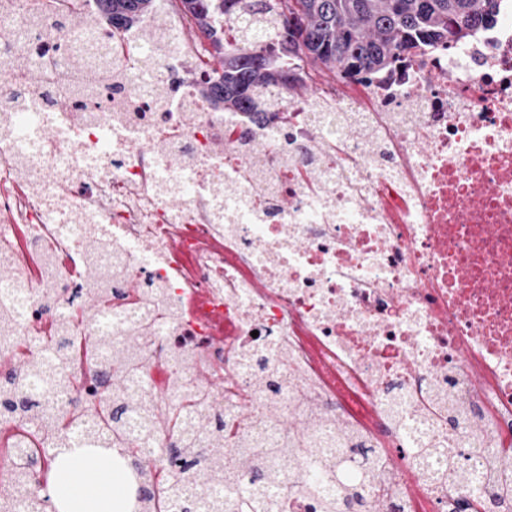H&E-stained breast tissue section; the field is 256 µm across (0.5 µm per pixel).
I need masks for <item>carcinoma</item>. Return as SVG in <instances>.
Segmentation results:
<instances>
[{"label": "carcinoma", "mask_w": 512, "mask_h": 512, "mask_svg": "<svg viewBox=\"0 0 512 512\" xmlns=\"http://www.w3.org/2000/svg\"><path fill=\"white\" fill-rule=\"evenodd\" d=\"M100 10L114 28L133 27L155 13V0H97ZM191 25L211 40L209 85L202 93L228 109L241 112L271 111L268 92L272 88L294 91L304 86L307 66L331 75L339 82L373 81L393 75L411 53L430 48H447L449 43L467 42L495 21L497 0H178ZM243 12L259 14L279 29L280 40L255 46L248 39L237 46L224 44L219 35L221 22L234 20ZM116 68L89 70L75 59L71 80L82 84L89 79L102 88L120 91L113 82ZM85 278L83 317L91 323L107 302L114 273L89 265ZM151 322L133 328L123 343L112 337L92 334L83 338V348L96 354L112 380L102 384L98 402L75 405L63 422L53 414V398L75 391L76 380L61 373L67 355L55 349L54 337L38 340L28 358L17 365V380L0 387V409H20L33 435L55 448H81L92 441L99 448H120L136 459L147 486L145 507L152 506L154 478L160 475L154 459L155 438L162 432L178 435L180 447L176 470L160 480L171 509L181 512H224V503L238 483L240 474L258 461L268 463L264 484L249 493L248 512H266L268 486L288 482V490L320 499L323 512H336V502L351 504L360 499L355 482L336 480L329 491L326 484L343 468L337 456L317 457L313 469L285 480L283 466L294 470L296 455L307 443L305 431H298L291 448L224 447V421L215 415L206 423L192 425L171 411L162 410L133 382L150 360L142 339L153 332ZM207 440L204 460L197 456V439ZM416 465L429 466L437 458L435 471L448 487L467 480L462 465L450 454L444 459L434 448L414 450ZM485 465L499 474L495 495H512V458L488 460ZM42 492L32 489L30 466L20 456L14 461L10 480L0 484V512H43Z\"/></svg>", "instance_id": "cac0c4a2"}]
</instances>
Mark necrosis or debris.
<instances>
[{
	"label": "necrosis or debris",
	"mask_w": 512,
	"mask_h": 512,
	"mask_svg": "<svg viewBox=\"0 0 512 512\" xmlns=\"http://www.w3.org/2000/svg\"><path fill=\"white\" fill-rule=\"evenodd\" d=\"M496 25L452 50L413 55L393 77L317 97L273 93V115L202 93L203 42L145 67L135 28L96 0H0V300L17 307L0 348L29 352L66 313L90 330L73 290L89 260L112 269L98 332L120 339L139 303L157 321L142 389L191 418L189 388H211L232 448L279 446L314 412L310 445L347 461L373 449L372 512H512L471 470L461 495L413 462V443L512 456V0ZM95 23L45 31L35 16ZM53 51L134 74L115 95L33 90ZM99 248L88 258V234ZM56 291L47 302L42 289ZM191 361L177 367L175 355ZM276 401L280 422L259 415Z\"/></svg>",
	"instance_id": "necrosis-or-debris-1"
}]
</instances>
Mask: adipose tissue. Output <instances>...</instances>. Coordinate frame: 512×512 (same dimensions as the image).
<instances>
[{
	"label": "adipose tissue",
	"mask_w": 512,
	"mask_h": 512,
	"mask_svg": "<svg viewBox=\"0 0 512 512\" xmlns=\"http://www.w3.org/2000/svg\"><path fill=\"white\" fill-rule=\"evenodd\" d=\"M48 493L58 512H131L127 475L108 458L62 451Z\"/></svg>",
	"instance_id": "1"
}]
</instances>
